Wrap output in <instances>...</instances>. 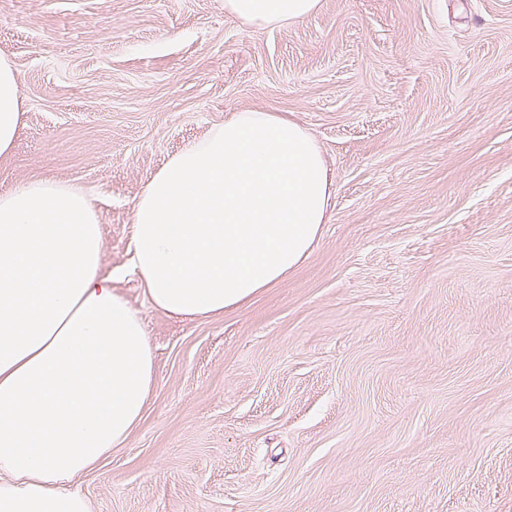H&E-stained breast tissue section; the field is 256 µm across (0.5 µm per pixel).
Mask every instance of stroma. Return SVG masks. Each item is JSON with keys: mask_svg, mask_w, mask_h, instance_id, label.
<instances>
[{"mask_svg": "<svg viewBox=\"0 0 512 512\" xmlns=\"http://www.w3.org/2000/svg\"><path fill=\"white\" fill-rule=\"evenodd\" d=\"M0 56V193L84 191L155 348L141 423L72 485L91 512H512V0H320L273 29L224 0H0ZM249 110L318 141L321 235L224 316L154 309L136 199ZM22 98L15 69L0 56V163L10 160L22 126Z\"/></svg>", "mask_w": 512, "mask_h": 512, "instance_id": "stroma-1", "label": "stroma"}]
</instances>
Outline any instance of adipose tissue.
Returning a JSON list of instances; mask_svg holds the SVG:
<instances>
[{
    "mask_svg": "<svg viewBox=\"0 0 512 512\" xmlns=\"http://www.w3.org/2000/svg\"><path fill=\"white\" fill-rule=\"evenodd\" d=\"M319 0H224L242 24L312 17ZM0 56V163L22 126ZM326 163L278 112H235L175 153L133 211V265L150 305L207 318L249 303L307 259L325 222ZM100 215L52 179L0 194V512H90L71 484L139 425L155 392L142 315L102 265Z\"/></svg>",
    "mask_w": 512,
    "mask_h": 512,
    "instance_id": "obj_1",
    "label": "adipose tissue"
}]
</instances>
